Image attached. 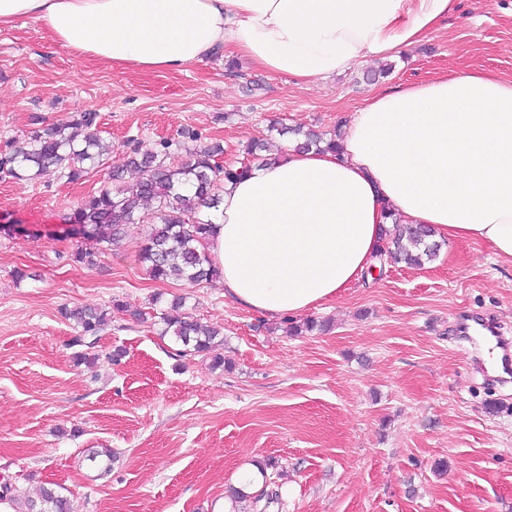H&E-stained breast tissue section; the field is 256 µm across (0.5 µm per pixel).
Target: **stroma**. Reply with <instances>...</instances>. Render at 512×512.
Instances as JSON below:
<instances>
[{
    "instance_id": "35a3bbf8",
    "label": "stroma",
    "mask_w": 512,
    "mask_h": 512,
    "mask_svg": "<svg viewBox=\"0 0 512 512\" xmlns=\"http://www.w3.org/2000/svg\"><path fill=\"white\" fill-rule=\"evenodd\" d=\"M226 61L143 71L76 55L31 21L1 28L0 149L93 111L113 163L128 142L153 150L190 129L231 165L252 140L281 148L276 123L331 130L383 88L451 70L512 79V0H453L376 82L363 65L304 84ZM109 183L105 167L75 183L0 179V476L32 496L57 484L79 512H224L237 474L271 458L283 503L268 512H512V383L474 372L453 331L460 314L491 312L512 336V266L486 244L442 241L420 269L385 262L293 318L329 331L290 336L225 298L222 278L152 279L139 260L150 222L96 267L75 262L85 241L67 218ZM176 297L222 327L231 369L177 356L149 313ZM116 299L95 360L78 362L66 311ZM101 448L116 454L105 476L88 459Z\"/></svg>"
}]
</instances>
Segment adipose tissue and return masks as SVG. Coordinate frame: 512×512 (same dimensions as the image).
<instances>
[{
  "instance_id": "adipose-tissue-1",
  "label": "adipose tissue",
  "mask_w": 512,
  "mask_h": 512,
  "mask_svg": "<svg viewBox=\"0 0 512 512\" xmlns=\"http://www.w3.org/2000/svg\"><path fill=\"white\" fill-rule=\"evenodd\" d=\"M453 0H0L81 56L180 72L217 49L303 82L421 42ZM340 151L286 149L225 184L208 251L224 294L298 315L358 280L394 223L486 243L512 264V80L452 72L382 90Z\"/></svg>"
}]
</instances>
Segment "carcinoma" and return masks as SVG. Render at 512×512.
I'll return each mask as SVG.
<instances>
[{
    "label": "carcinoma",
    "instance_id": "cac0c4a2",
    "mask_svg": "<svg viewBox=\"0 0 512 512\" xmlns=\"http://www.w3.org/2000/svg\"><path fill=\"white\" fill-rule=\"evenodd\" d=\"M295 136L294 149H340L339 134L319 133L299 128H278V135ZM183 137L194 143L184 148L185 156L170 162L171 144L141 152L131 150L122 164L112 167L113 187H105L88 196L74 210L69 223L79 236L95 241V247L75 252V261L95 267L100 248L120 239L125 227L147 219L153 224L147 242L140 249V259L155 280L176 279L191 285L207 283L218 276L219 269L207 250L213 234V218L219 212L224 183L233 182L249 172L251 163L265 160V140H254L242 149L248 159L244 166L226 167L217 157L218 146H197L198 134L187 130ZM112 155V143L99 134L98 114L74 112L61 122L30 132L20 146L10 145L0 153V172L13 178L35 180L55 170L70 182L86 177L106 165ZM135 171L140 179L133 187L124 185L125 173ZM383 255L408 267H422L437 256L439 245L430 241L432 230L420 224H394L385 230ZM74 322L76 335L70 346L80 348L76 358L89 362L95 358L102 333L112 326L111 312L99 308H76L65 312ZM161 335H170L180 346L179 357L202 356L214 366H225L222 354L224 336L220 329L204 325L183 311V298L173 299L160 310ZM274 462L258 467L262 494L267 504L281 502V487L273 480ZM24 512H74L67 496L55 487H43L38 497L25 501Z\"/></svg>",
    "mask_w": 512,
    "mask_h": 512
}]
</instances>
